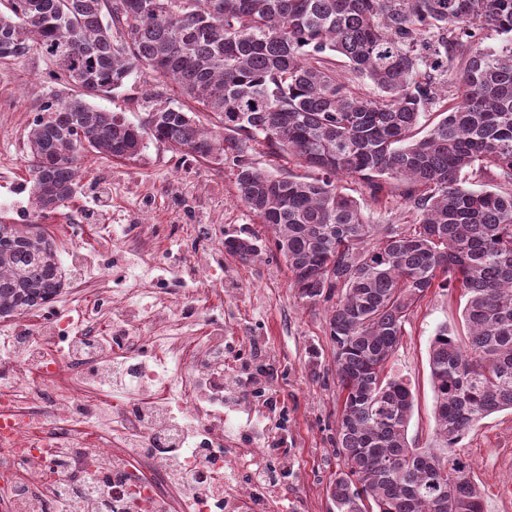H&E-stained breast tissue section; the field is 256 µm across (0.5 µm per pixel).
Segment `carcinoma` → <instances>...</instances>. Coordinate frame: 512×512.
I'll use <instances>...</instances> for the list:
<instances>
[{"label": "carcinoma", "instance_id": "obj_1", "mask_svg": "<svg viewBox=\"0 0 512 512\" xmlns=\"http://www.w3.org/2000/svg\"><path fill=\"white\" fill-rule=\"evenodd\" d=\"M0 3V60L39 50L74 88L26 134L33 214L72 200L90 153L134 159L154 140L231 159L240 198L272 231L299 297L328 304L343 461L329 484L335 512H485L480 487L444 480L436 466L471 472L459 443L512 409V0ZM484 30L506 39L482 49ZM464 48L450 103L429 72H448ZM142 68L176 84L224 135L180 107L156 106L135 125L89 102ZM361 80L376 94L359 91ZM433 106L441 119L425 131ZM259 146L311 174L256 170ZM476 175L486 187H468ZM344 177L375 200L382 181L403 183L414 222L369 223ZM224 247L244 260L261 253L248 237ZM66 286L44 229L0 224V321L49 306ZM435 288L465 298L467 328L461 340L441 325L429 345L440 450L410 443L413 392L389 368Z\"/></svg>", "mask_w": 512, "mask_h": 512}]
</instances>
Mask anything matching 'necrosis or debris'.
<instances>
[{
  "mask_svg": "<svg viewBox=\"0 0 512 512\" xmlns=\"http://www.w3.org/2000/svg\"><path fill=\"white\" fill-rule=\"evenodd\" d=\"M133 295L112 305L109 329L95 307L38 336L0 330V498L40 512L59 484L85 493L101 475L96 512H249L254 490L229 499L211 487L234 466L224 450V336L151 335ZM95 367L117 386L103 405L55 389L62 372ZM179 418H171V404Z\"/></svg>",
  "mask_w": 512,
  "mask_h": 512,
  "instance_id": "necrosis-or-debris-1",
  "label": "necrosis or debris"
}]
</instances>
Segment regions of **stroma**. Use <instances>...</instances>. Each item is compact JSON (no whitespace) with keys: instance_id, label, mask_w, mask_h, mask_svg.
Segmentation results:
<instances>
[{"instance_id":"35a3bbf8","label":"stroma","mask_w":512,"mask_h":512,"mask_svg":"<svg viewBox=\"0 0 512 512\" xmlns=\"http://www.w3.org/2000/svg\"><path fill=\"white\" fill-rule=\"evenodd\" d=\"M50 62L38 52L0 61V222L29 223L30 176L26 132L43 104L70 94L53 82ZM181 103L174 85L156 86L151 72L132 75L125 87L96 98L97 107L143 121L158 101ZM343 186L365 207L373 224L413 220L397 184L379 200L354 179ZM56 239L69 285L50 307L12 320L16 335H36L42 323L77 317L94 303L102 324L110 301L143 289L142 303L158 307L153 335L177 336L182 319L197 335L224 328V377L245 380L262 371L264 395L224 404V445L262 448L263 460L243 458L224 485L250 484L258 464L276 470L267 492L269 512H331L330 479L343 462L336 453L337 399L333 347L325 303L301 300L286 264L267 249L270 232L240 201L236 171L223 159L203 160L150 141L134 160L88 155L76 196L42 222ZM230 236L258 237L262 254L245 261L229 254ZM210 289L191 296L200 274ZM464 303L458 294L433 290L411 315L392 360L415 396L408 438L431 446L433 390L430 340L440 324L460 328ZM473 480L484 490L486 512H512V411L484 418L459 444Z\"/></svg>"}]
</instances>
